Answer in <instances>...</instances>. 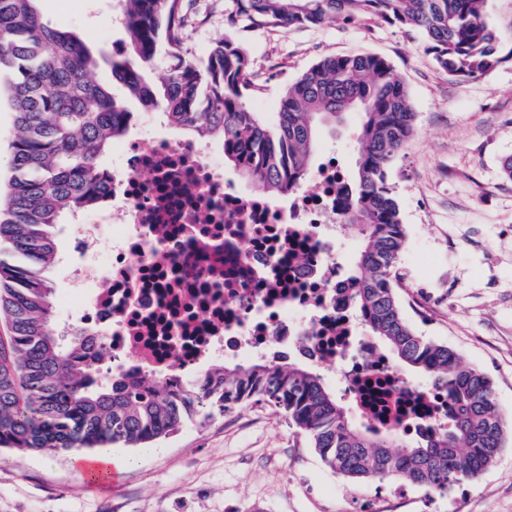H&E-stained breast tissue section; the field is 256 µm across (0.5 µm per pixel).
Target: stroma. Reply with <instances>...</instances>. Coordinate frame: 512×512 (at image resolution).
Returning <instances> with one entry per match:
<instances>
[{"label": "stroma", "instance_id": "obj_1", "mask_svg": "<svg viewBox=\"0 0 512 512\" xmlns=\"http://www.w3.org/2000/svg\"><path fill=\"white\" fill-rule=\"evenodd\" d=\"M185 46L204 57L225 31L224 0H185ZM53 26L93 48L120 49L113 0H41ZM501 63L460 79L439 69L414 30L364 16L318 27L242 30L254 111L273 119L285 84L327 56L369 52L406 86L417 131L388 170L405 226L397 266L403 314L491 381L512 413V0H487ZM360 116L323 127L320 147L356 161ZM117 485H93L73 452L0 450V512H512V433L496 462L447 496L396 480L353 483L331 473L283 414L252 405L188 425L148 448Z\"/></svg>", "mask_w": 512, "mask_h": 512}]
</instances>
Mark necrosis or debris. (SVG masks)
<instances>
[{"label":"necrosis or debris","mask_w":512,"mask_h":512,"mask_svg":"<svg viewBox=\"0 0 512 512\" xmlns=\"http://www.w3.org/2000/svg\"><path fill=\"white\" fill-rule=\"evenodd\" d=\"M208 142L158 136L122 143L112 203L71 240L85 291L76 308L81 353L112 356L129 382L147 374L178 387L210 360L292 344L333 367L362 418L400 429L448 425L444 390L408 381L339 312L334 205L345 191L326 150L314 188L282 203L237 188Z\"/></svg>","instance_id":"4bbe7bcc"}]
</instances>
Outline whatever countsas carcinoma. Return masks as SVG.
Masks as SVG:
<instances>
[{
    "instance_id": "carcinoma-1",
    "label": "carcinoma",
    "mask_w": 512,
    "mask_h": 512,
    "mask_svg": "<svg viewBox=\"0 0 512 512\" xmlns=\"http://www.w3.org/2000/svg\"><path fill=\"white\" fill-rule=\"evenodd\" d=\"M40 0H0V98L15 112L11 176L0 184V448L57 451L143 447L186 424L245 405L283 411L333 474L352 482L397 480L448 495L479 476L504 447L508 422L490 380L452 348L405 320L394 280L406 233L390 165L415 134L404 83L371 53L326 57L285 86L273 123L252 110L251 58L232 35L206 58L185 49L184 0H117L127 41L110 54L50 26ZM486 0H224L228 27L290 29L368 15L419 31L440 69L475 78L502 62ZM167 62L161 84L147 75ZM125 95L95 78L101 66ZM159 111L167 125L224 149V164L263 190L304 189L319 129L362 114L349 191L336 206L341 230L361 239L357 271L345 277L343 309L388 353L448 393V429L409 437L391 425L354 420L309 366L260 356L216 361L176 392L149 379L137 388L102 371L105 356H81L76 332L59 328L51 274L58 228L112 196L103 156L136 115Z\"/></svg>"
}]
</instances>
